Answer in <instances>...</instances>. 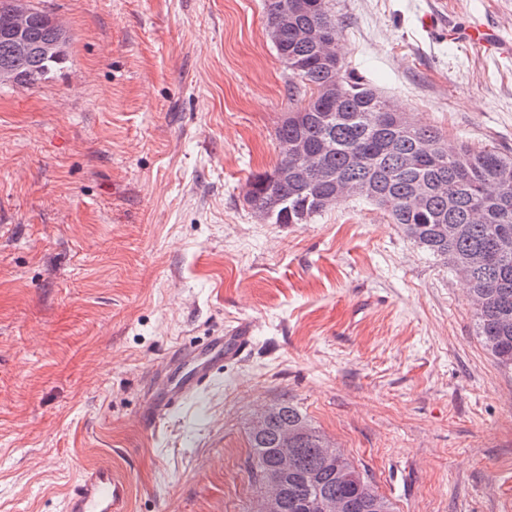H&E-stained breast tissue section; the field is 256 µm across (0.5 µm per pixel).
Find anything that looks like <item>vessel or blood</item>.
I'll return each mask as SVG.
<instances>
[{
  "label": "vessel or blood",
  "instance_id": "vessel-or-blood-1",
  "mask_svg": "<svg viewBox=\"0 0 512 512\" xmlns=\"http://www.w3.org/2000/svg\"><path fill=\"white\" fill-rule=\"evenodd\" d=\"M467 40L476 42L487 52L506 57L512 55V42L506 41L496 29L479 26L466 32ZM255 327L245 322L232 332L234 347L225 352L224 339L208 337L200 346L179 347L168 357L163 371L154 373V393L142 407L146 423L154 425L169 412L194 396L224 366L225 356L241 357L251 346ZM127 486L115 478L110 466L87 470L71 490L65 512H126Z\"/></svg>",
  "mask_w": 512,
  "mask_h": 512
}]
</instances>
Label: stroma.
Masks as SVG:
<instances>
[{"label":"stroma","mask_w":512,"mask_h":512,"mask_svg":"<svg viewBox=\"0 0 512 512\" xmlns=\"http://www.w3.org/2000/svg\"><path fill=\"white\" fill-rule=\"evenodd\" d=\"M67 60L0 87V512H64L106 464L128 512H257L256 412L297 404L395 512H512V373L458 273L354 198L260 222L293 102L263 0H39ZM342 59L414 123L512 154V0H335ZM249 321L158 425L145 375ZM464 35L467 40L476 42L489 53L501 57L512 55V43L504 40L496 29L479 26Z\"/></svg>","instance_id":"35a3bbf8"}]
</instances>
